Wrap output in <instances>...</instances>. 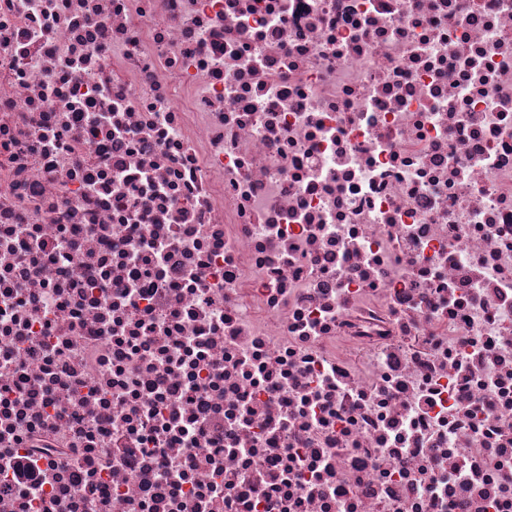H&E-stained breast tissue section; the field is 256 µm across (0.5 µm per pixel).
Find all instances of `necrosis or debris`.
Segmentation results:
<instances>
[{
	"label": "necrosis or debris",
	"mask_w": 512,
	"mask_h": 512,
	"mask_svg": "<svg viewBox=\"0 0 512 512\" xmlns=\"http://www.w3.org/2000/svg\"><path fill=\"white\" fill-rule=\"evenodd\" d=\"M0 512H512V0H0Z\"/></svg>",
	"instance_id": "4bbe7bcc"
}]
</instances>
